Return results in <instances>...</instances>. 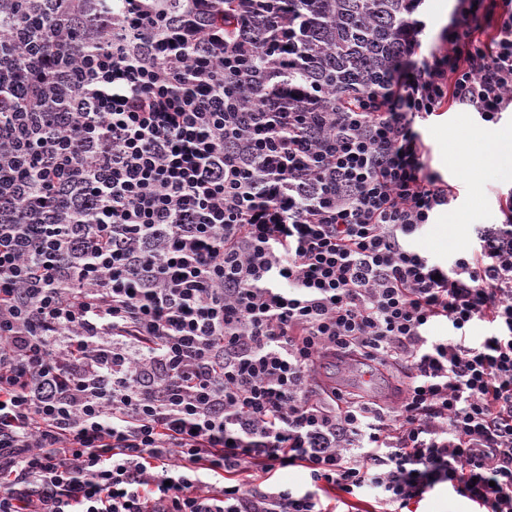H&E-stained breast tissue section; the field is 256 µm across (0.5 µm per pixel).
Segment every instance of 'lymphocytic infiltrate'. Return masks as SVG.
I'll return each mask as SVG.
<instances>
[{
	"label": "lymphocytic infiltrate",
	"instance_id": "1",
	"mask_svg": "<svg viewBox=\"0 0 512 512\" xmlns=\"http://www.w3.org/2000/svg\"><path fill=\"white\" fill-rule=\"evenodd\" d=\"M0 1V88L28 86L0 106V512H406L440 485L512 512V194L451 264L412 245L455 199L419 123L512 111V0H457L429 42L402 0L386 82L319 112L267 108L287 0L79 30L85 0ZM330 349L404 364L403 400L318 393Z\"/></svg>",
	"mask_w": 512,
	"mask_h": 512
}]
</instances>
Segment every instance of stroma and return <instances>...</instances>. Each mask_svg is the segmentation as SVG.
I'll list each match as a JSON object with an SVG mask.
<instances>
[{
  "label": "stroma",
  "mask_w": 512,
  "mask_h": 512,
  "mask_svg": "<svg viewBox=\"0 0 512 512\" xmlns=\"http://www.w3.org/2000/svg\"><path fill=\"white\" fill-rule=\"evenodd\" d=\"M422 133L430 166L455 186L457 198L423 228L417 248L432 261L445 264L470 239L473 225L501 220L498 197L512 189V172L484 173L480 158L512 135V112L505 113L498 124L487 125L474 114L454 108L434 118Z\"/></svg>",
  "instance_id": "1"
}]
</instances>
